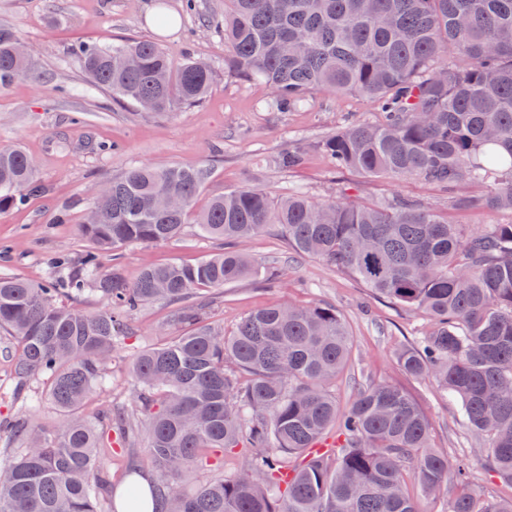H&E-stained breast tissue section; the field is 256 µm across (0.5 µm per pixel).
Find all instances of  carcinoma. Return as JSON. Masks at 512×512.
Here are the masks:
<instances>
[{"label":"carcinoma","instance_id":"1","mask_svg":"<svg viewBox=\"0 0 512 512\" xmlns=\"http://www.w3.org/2000/svg\"><path fill=\"white\" fill-rule=\"evenodd\" d=\"M25 42L0 25V87L34 73ZM89 79L112 102L155 113L187 109L210 90L213 68L176 63L157 44L78 43ZM224 67L263 81L267 106L286 111L317 91L358 93L381 114L321 141L338 170L444 188L463 211L512 213V0H224ZM287 150L276 166H302ZM212 177L206 166H133L99 184L95 223L80 225L91 248L76 265L50 261L46 283L0 274V330L15 342L16 389L60 413L38 426L30 415L0 421L24 448L0 466V512H138L135 478L113 498L112 439L146 440L162 512H421L448 481L447 456L430 444V423L401 387L358 389L339 413L330 392L351 355L336 307H260L228 336L207 321L199 291H218L259 269L244 249L276 226L288 246L355 277L395 304L430 317L433 332L397 353L407 374L435 380L457 398L467 425L489 437L486 466L512 489V223L472 231L408 200L324 202L294 190L275 201L242 186L197 206ZM469 181L479 193L458 194ZM43 190L34 161L0 144V214ZM194 224L224 242L194 264L144 268L129 283L100 272L101 254L134 242L159 243ZM88 292L104 306L78 307ZM162 299L179 333L140 351L131 364L134 408L105 404L89 419L87 400L105 389L112 356L133 336L126 316ZM336 430L337 445L308 451ZM248 457L246 467L185 492L181 482L214 449ZM463 486L446 512H512V497L478 498Z\"/></svg>","mask_w":512,"mask_h":512}]
</instances>
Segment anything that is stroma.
I'll return each instance as SVG.
<instances>
[{
	"instance_id": "35a3bbf8",
	"label": "stroma",
	"mask_w": 512,
	"mask_h": 512,
	"mask_svg": "<svg viewBox=\"0 0 512 512\" xmlns=\"http://www.w3.org/2000/svg\"><path fill=\"white\" fill-rule=\"evenodd\" d=\"M162 7L176 19L166 29L154 23ZM223 20L224 0H196L191 11L184 0H167L163 5L158 0H0V24L20 32L38 61L32 77L0 89V141L19 142L44 184L43 192L0 215V273L40 284L48 277L52 256L63 252L77 258L88 247L78 226L91 204V185L139 164L212 167L213 177L200 195L204 201L228 189L255 185L274 199L295 189L317 201L339 196L356 203L409 198L441 211L449 223L473 230L512 222L507 212L457 210L446 193L415 179L397 182L335 171L319 142L356 122L377 123L380 116L373 104L357 94L320 91L294 112L266 108L270 90L263 82L224 70V36L219 28ZM81 40L153 41L174 60L191 55L211 61L216 76L207 96L187 110L161 115L132 105L116 106L108 91L87 79L72 54V46ZM104 142L117 144L118 152L99 153ZM293 144L302 145L306 160L296 170L282 171L274 160ZM62 208L69 211L70 223H55ZM221 246V241L200 235L195 225L188 224L166 242L123 245L117 256L103 257L102 270H119L131 280L144 266L191 264ZM246 249L259 270L278 276L280 284L270 288L246 278L226 286L211 296L210 322L229 334L241 318L261 306L283 302L336 306L352 340L351 365L335 387L339 407L347 408L362 385L403 386L428 417L434 447L447 453L449 460L467 459L471 492L480 498L505 494V487L485 467L487 443L467 426L459 402L433 380L410 376L396 364L400 348L416 344L431 331L427 317L388 303L320 259L294 252L279 229L253 237ZM171 317V307L162 301L132 314L134 335L115 354L112 385L107 395L91 398L87 414H95L107 396L113 405L134 408L129 365L140 350L177 333Z\"/></svg>"
}]
</instances>
